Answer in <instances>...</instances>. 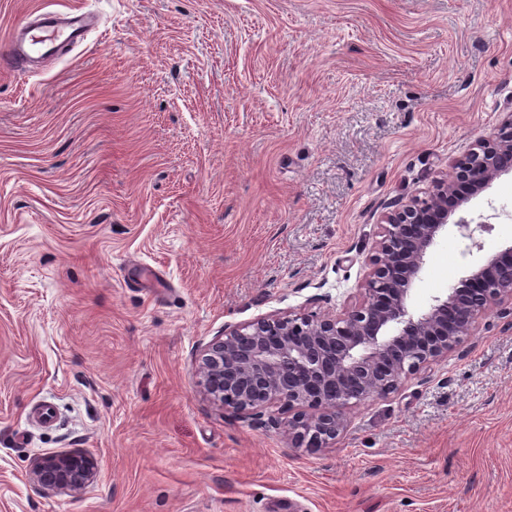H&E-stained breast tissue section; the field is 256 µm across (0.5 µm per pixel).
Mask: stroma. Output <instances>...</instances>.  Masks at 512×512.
Segmentation results:
<instances>
[{"instance_id": "obj_1", "label": "stroma", "mask_w": 512, "mask_h": 512, "mask_svg": "<svg viewBox=\"0 0 512 512\" xmlns=\"http://www.w3.org/2000/svg\"><path fill=\"white\" fill-rule=\"evenodd\" d=\"M57 3L99 31L0 72V512H512L508 317L317 452L198 372L236 326L354 302L384 213L512 116V0ZM503 209L512 172L416 304L512 240ZM69 451L98 462L83 490L30 478Z\"/></svg>"}]
</instances>
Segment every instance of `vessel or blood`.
<instances>
[{
    "label": "vessel or blood",
    "instance_id": "obj_1",
    "mask_svg": "<svg viewBox=\"0 0 512 512\" xmlns=\"http://www.w3.org/2000/svg\"><path fill=\"white\" fill-rule=\"evenodd\" d=\"M98 24L78 9L42 7L16 22L0 43V71L31 73L37 61L54 62L85 45Z\"/></svg>",
    "mask_w": 512,
    "mask_h": 512
}]
</instances>
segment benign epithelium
Returning a JSON list of instances; mask_svg holds the SVG:
<instances>
[{"mask_svg":"<svg viewBox=\"0 0 512 512\" xmlns=\"http://www.w3.org/2000/svg\"><path fill=\"white\" fill-rule=\"evenodd\" d=\"M511 156L512 117L455 160L450 176L383 216L358 301L338 313L258 318L206 345L199 358L205 395L241 415L276 406L294 447L327 448L347 429V406L385 397L448 357L473 335L479 314H512V242L470 267L427 306L411 301L450 215L511 170L505 164ZM453 228L480 251L475 233L491 225L460 218ZM96 469V459L85 453H46L29 474L45 490L77 492Z\"/></svg>","mask_w":512,"mask_h":512,"instance_id":"1","label":"benign epithelium"}]
</instances>
